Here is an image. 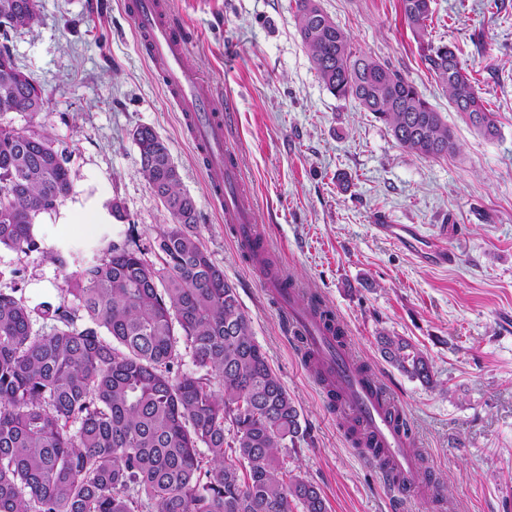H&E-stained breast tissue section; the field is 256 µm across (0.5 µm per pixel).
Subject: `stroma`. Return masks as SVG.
I'll return each mask as SVG.
<instances>
[{
	"mask_svg": "<svg viewBox=\"0 0 512 512\" xmlns=\"http://www.w3.org/2000/svg\"><path fill=\"white\" fill-rule=\"evenodd\" d=\"M170 2L193 34L189 64L229 111V142L273 257L299 288L323 297L358 361L395 390L417 455L447 488V512H512V0H432L422 39L404 23L400 0H317L357 52L399 70L441 112L457 149L438 159L407 152L357 101L324 88L296 28V0ZM426 40L458 47L494 113L495 136L455 111L421 57ZM7 44L47 104L0 113V126L37 130L66 148L73 192L38 218L41 251L0 249V291L21 288L35 310L58 303L65 279L48 249L75 247L89 260L113 240L154 257L170 217L133 139L152 127L196 203L201 246L236 288L300 412L306 434L289 449L288 468L321 488L328 512H396L395 493L352 447L259 273L226 233L124 0H39L36 23L10 30ZM115 200L125 221H60L74 204L99 210ZM384 219L447 237L453 261L426 263L378 230ZM383 334L426 354L435 387L382 356Z\"/></svg>",
	"mask_w": 512,
	"mask_h": 512,
	"instance_id": "35a3bbf8",
	"label": "stroma"
}]
</instances>
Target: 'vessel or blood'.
<instances>
[{
  "label": "vessel or blood",
  "instance_id": "b4317fda",
  "mask_svg": "<svg viewBox=\"0 0 512 512\" xmlns=\"http://www.w3.org/2000/svg\"><path fill=\"white\" fill-rule=\"evenodd\" d=\"M124 8L182 115L183 127L206 168L210 196L224 211L228 235L250 256L255 268H262L269 249L254 222V207L243 189L241 171L225 135V115L213 106L209 84L186 63L191 32L175 18L169 0H125ZM381 230L405 249L432 255L435 262L445 263L451 258L446 246L420 240L408 225L385 224ZM284 279L280 273L267 276L266 282L300 347L314 354L321 370H332L338 380L339 407L349 422L374 438L380 454L372 462L385 486L406 501L417 496L420 463L413 452L414 435L402 404L378 377L357 372L352 347L337 345L326 325L299 301L296 291L284 288Z\"/></svg>",
  "mask_w": 512,
  "mask_h": 512
}]
</instances>
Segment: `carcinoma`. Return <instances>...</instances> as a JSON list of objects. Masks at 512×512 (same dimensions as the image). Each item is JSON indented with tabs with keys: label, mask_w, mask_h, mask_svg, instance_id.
Here are the masks:
<instances>
[{
	"label": "carcinoma",
	"mask_w": 512,
	"mask_h": 512,
	"mask_svg": "<svg viewBox=\"0 0 512 512\" xmlns=\"http://www.w3.org/2000/svg\"><path fill=\"white\" fill-rule=\"evenodd\" d=\"M417 35L430 0H400ZM38 19V0H0V21ZM296 25L314 69L338 99L353 98L419 157L455 151L448 124L390 65L353 52L316 0H296ZM456 111L485 136L497 126L457 48L423 49ZM32 79L0 45V113L38 112ZM141 172L171 224L160 263L110 241L92 260L57 248L65 296L31 309L0 291V512H328L314 482L283 452L302 435L300 412L269 365L236 288L197 239L194 199L164 141L133 133ZM72 192L69 156L47 135L0 126V248L41 250L39 216ZM43 326H37V319ZM399 371L433 384L428 357L381 336ZM195 370L173 373L182 353Z\"/></svg>",
	"instance_id": "1"
}]
</instances>
